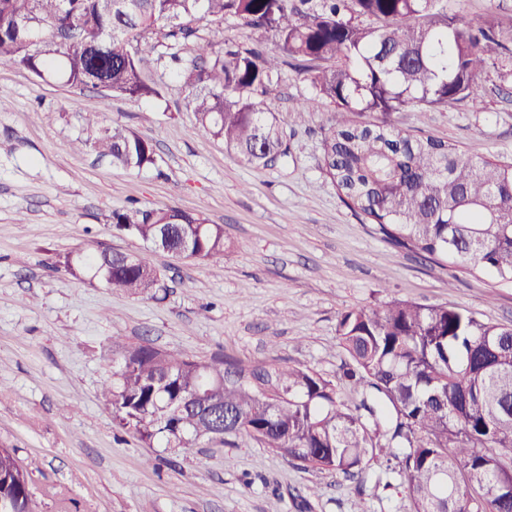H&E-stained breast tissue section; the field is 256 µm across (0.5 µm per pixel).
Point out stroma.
Here are the masks:
<instances>
[{"label":"stroma","mask_w":512,"mask_h":512,"mask_svg":"<svg viewBox=\"0 0 512 512\" xmlns=\"http://www.w3.org/2000/svg\"><path fill=\"white\" fill-rule=\"evenodd\" d=\"M480 22L512 18V0H439ZM215 47L278 52L271 36L228 16L197 25ZM162 96L132 101L72 88L0 63V446L33 464L35 512H410L399 476L371 462L365 497L342 476L306 469L246 435L203 439L175 454L119 431L99 399L117 368L114 343H150L209 360L224 355L297 364L336 380L347 360L340 315L391 300L448 304L512 327V282L392 247L341 200L323 173L320 139L336 108L306 119L312 90L298 63L273 73L269 95L288 134L287 159L246 164L198 126L181 79L151 75ZM482 105L451 102L391 113L405 134L448 141L474 159L512 160V80L482 77ZM150 141L155 161L120 169L93 150L88 113ZM177 208L221 225L223 266L175 260L112 230V214ZM140 255L164 276L154 297L73 277L63 257L89 244Z\"/></svg>","instance_id":"stroma-1"}]
</instances>
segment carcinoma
Instances as JSON below:
<instances>
[{
    "label": "carcinoma",
    "mask_w": 512,
    "mask_h": 512,
    "mask_svg": "<svg viewBox=\"0 0 512 512\" xmlns=\"http://www.w3.org/2000/svg\"><path fill=\"white\" fill-rule=\"evenodd\" d=\"M436 2L0 0V61L71 87L104 79L113 95L153 99L161 92L148 74L163 56L142 45L146 35L190 43L191 56L174 52L169 63L197 123L240 160L267 166L288 156V135L265 100L279 57L239 46L215 52L195 23L233 15L271 31L312 88L297 111L319 101L338 109L321 149L343 202L397 248L512 282V162L467 158L388 120L451 101L479 104L483 72L512 57V29L498 18L473 26ZM363 112L376 118H352ZM92 147L126 169L154 162L150 142L120 127L102 129ZM112 229L213 266L228 257L220 225L175 208L114 211ZM63 265L131 296L163 287L156 268L98 245ZM338 340L349 358L343 377L359 395L352 406L336 383L301 366L202 361L142 344L122 349L102 401L119 429L150 448L244 433L305 467L361 481L371 459L400 455L412 512H512L511 327L455 306L392 300L344 312ZM6 479L0 493L13 512H34L29 472L1 446Z\"/></svg>",
    "instance_id": "cac0c4a2"
}]
</instances>
